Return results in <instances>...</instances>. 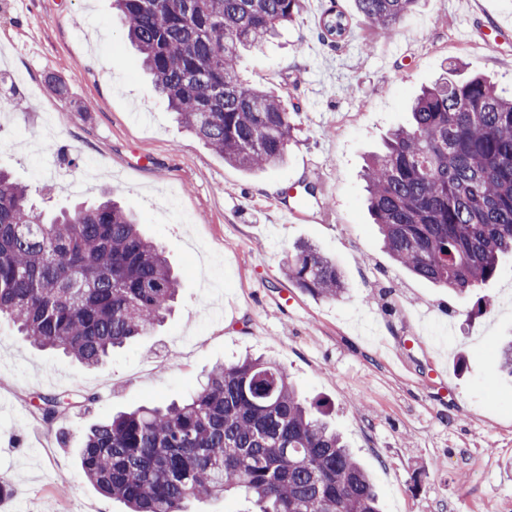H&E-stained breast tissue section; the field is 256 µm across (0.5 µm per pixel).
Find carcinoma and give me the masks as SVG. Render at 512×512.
<instances>
[{
  "instance_id": "1",
  "label": "carcinoma",
  "mask_w": 512,
  "mask_h": 512,
  "mask_svg": "<svg viewBox=\"0 0 512 512\" xmlns=\"http://www.w3.org/2000/svg\"><path fill=\"white\" fill-rule=\"evenodd\" d=\"M154 92L183 128L224 162L257 172L284 162L292 115L281 96L242 79V51L293 22L301 0H114ZM391 37L419 0H354ZM339 43L349 21L337 0L320 19ZM368 206L390 256L460 296L512 258V96L480 76L422 90L411 121L364 169ZM311 296L346 292L336 262L310 243L282 259ZM180 290L165 252L111 198L46 217L27 186L0 168V321L32 346L99 364L149 335ZM512 375V340L496 355ZM74 397H39L53 423ZM329 404L302 400L277 362L216 365L187 400L141 406L92 425L81 475L126 512H188L231 492L252 512H381L371 475L330 428Z\"/></svg>"
}]
</instances>
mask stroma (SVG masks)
<instances>
[{
    "instance_id": "35a3bbf8",
    "label": "stroma",
    "mask_w": 512,
    "mask_h": 512,
    "mask_svg": "<svg viewBox=\"0 0 512 512\" xmlns=\"http://www.w3.org/2000/svg\"><path fill=\"white\" fill-rule=\"evenodd\" d=\"M327 5L303 0L296 22L243 55L242 78L284 91L296 111L286 162L247 174L154 94L113 0H0V95L27 103L0 112V167L47 212L115 195L181 282L161 327L93 368L0 326L5 512H123L76 467L89 428L180 401L216 363L248 352L330 405L383 512H512V376L492 360L512 339V259L481 288L494 310L473 314L474 298L390 257L361 177L439 77L481 74L512 91V0H420L392 38L357 20L337 45L320 37ZM294 182L314 191L286 223ZM300 241L336 260L342 298L314 299L284 277L281 259ZM286 293L295 299L282 310ZM46 392L88 400L48 425L36 410Z\"/></svg>"
}]
</instances>
